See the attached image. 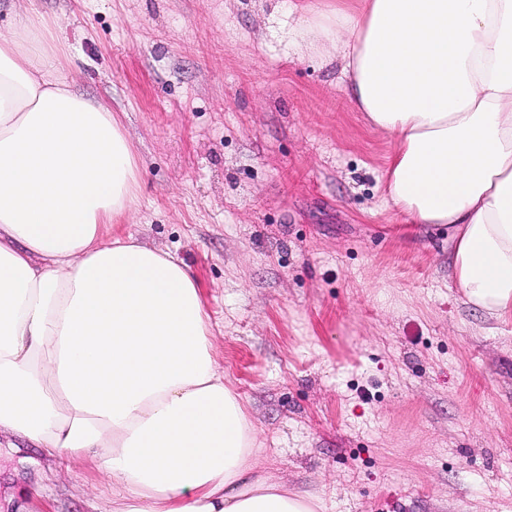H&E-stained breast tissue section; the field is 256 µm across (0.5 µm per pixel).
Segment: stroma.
I'll return each instance as SVG.
<instances>
[{
	"mask_svg": "<svg viewBox=\"0 0 512 512\" xmlns=\"http://www.w3.org/2000/svg\"><path fill=\"white\" fill-rule=\"evenodd\" d=\"M289 0H0L34 12L62 76L140 159L116 233L193 272L263 468L325 512H512V322L448 279L447 226L403 223L334 50ZM106 479L15 440L0 512H92Z\"/></svg>",
	"mask_w": 512,
	"mask_h": 512,
	"instance_id": "obj_1",
	"label": "stroma"
}]
</instances>
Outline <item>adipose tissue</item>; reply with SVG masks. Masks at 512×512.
I'll list each match as a JSON object with an SVG mask.
<instances>
[{"mask_svg":"<svg viewBox=\"0 0 512 512\" xmlns=\"http://www.w3.org/2000/svg\"><path fill=\"white\" fill-rule=\"evenodd\" d=\"M294 38L336 50L394 137L384 194L445 224L466 302L512 320V0H363ZM23 15L0 32V436L111 483L101 512H323L258 471L257 430L214 357L197 279L113 236L140 168L122 121L60 74Z\"/></svg>","mask_w":512,"mask_h":512,"instance_id":"ef3b65f1","label":"adipose tissue"}]
</instances>
